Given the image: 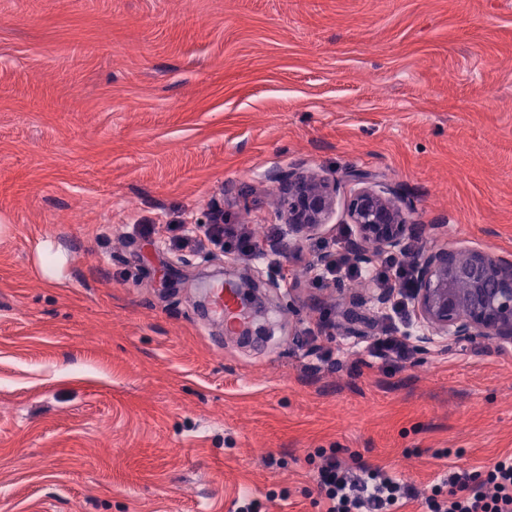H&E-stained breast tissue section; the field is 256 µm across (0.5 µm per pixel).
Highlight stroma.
Instances as JSON below:
<instances>
[{
  "instance_id": "1",
  "label": "stroma",
  "mask_w": 512,
  "mask_h": 512,
  "mask_svg": "<svg viewBox=\"0 0 512 512\" xmlns=\"http://www.w3.org/2000/svg\"><path fill=\"white\" fill-rule=\"evenodd\" d=\"M299 165L340 184L318 234L164 247L279 223ZM355 172L424 245L512 252V0H0V512H319V448L422 512L447 465L512 454V350L371 358L380 287L310 284ZM222 268L260 285L249 340L198 303ZM206 237L214 244L224 247L229 253L253 254L257 252V241L251 234L235 233L231 229H224L222 225L213 224L206 230Z\"/></svg>"
}]
</instances>
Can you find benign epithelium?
Segmentation results:
<instances>
[{"instance_id":"7a95c632","label":"benign epithelium","mask_w":512,"mask_h":512,"mask_svg":"<svg viewBox=\"0 0 512 512\" xmlns=\"http://www.w3.org/2000/svg\"><path fill=\"white\" fill-rule=\"evenodd\" d=\"M278 205L288 230L301 241L323 224L335 206L336 180L298 169L276 172ZM355 227L347 242L351 259L368 264L378 253L410 252L418 226L402 207L398 189L372 183L355 190L347 203ZM412 253V252H410ZM413 313L426 329L419 341L439 336L448 346L487 343L512 348V256L471 248H426L412 253Z\"/></svg>"}]
</instances>
